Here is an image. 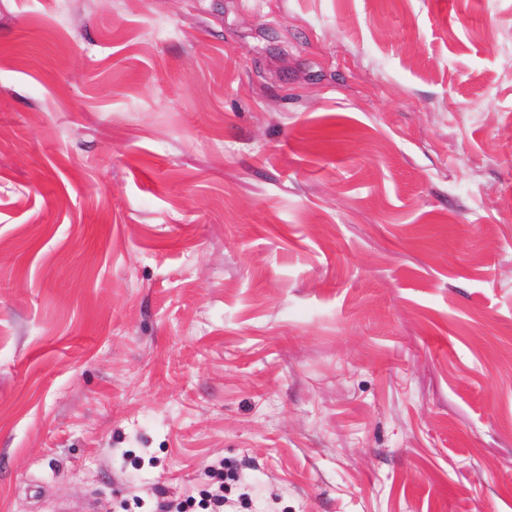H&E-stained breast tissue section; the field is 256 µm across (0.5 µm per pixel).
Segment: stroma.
Wrapping results in <instances>:
<instances>
[{"label": "stroma", "mask_w": 512, "mask_h": 512, "mask_svg": "<svg viewBox=\"0 0 512 512\" xmlns=\"http://www.w3.org/2000/svg\"><path fill=\"white\" fill-rule=\"evenodd\" d=\"M511 351L512 0H0V512H512ZM223 469H216L215 478L216 481L213 484L214 487L211 491H208L206 494L205 500V511L208 512H224V506H226V501L224 499V477H223Z\"/></svg>", "instance_id": "1"}]
</instances>
